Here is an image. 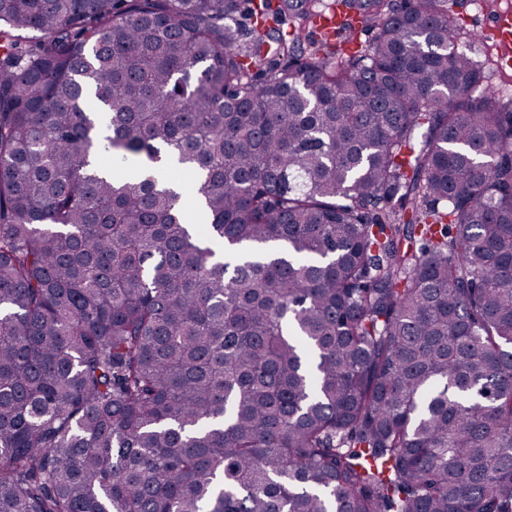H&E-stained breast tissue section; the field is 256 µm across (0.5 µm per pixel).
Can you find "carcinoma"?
I'll list each match as a JSON object with an SVG mask.
<instances>
[{
    "label": "carcinoma",
    "instance_id": "cac0c4a2",
    "mask_svg": "<svg viewBox=\"0 0 512 512\" xmlns=\"http://www.w3.org/2000/svg\"><path fill=\"white\" fill-rule=\"evenodd\" d=\"M336 2L0 0V512H512V100Z\"/></svg>",
    "mask_w": 512,
    "mask_h": 512
}]
</instances>
